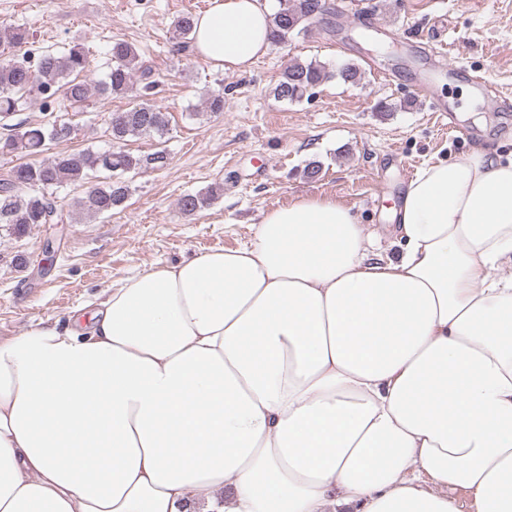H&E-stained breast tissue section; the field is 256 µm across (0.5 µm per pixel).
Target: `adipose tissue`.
Instances as JSON below:
<instances>
[{
    "instance_id": "ef3b65f1",
    "label": "adipose tissue",
    "mask_w": 512,
    "mask_h": 512,
    "mask_svg": "<svg viewBox=\"0 0 512 512\" xmlns=\"http://www.w3.org/2000/svg\"><path fill=\"white\" fill-rule=\"evenodd\" d=\"M267 0L193 52L246 72ZM382 254L304 196L0 341V512H512V153L419 167Z\"/></svg>"
}]
</instances>
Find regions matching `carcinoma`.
<instances>
[{
	"label": "carcinoma",
	"mask_w": 512,
	"mask_h": 512,
	"mask_svg": "<svg viewBox=\"0 0 512 512\" xmlns=\"http://www.w3.org/2000/svg\"><path fill=\"white\" fill-rule=\"evenodd\" d=\"M314 10L309 0L299 7L279 4L272 14L270 43L282 45L310 18ZM195 16L183 14L174 22L179 47L191 43ZM112 66L105 80L91 86L79 79L89 65V49L79 41L72 42L62 54L45 52L31 65V58L0 62V120L20 111L24 98L39 101L48 110L47 119L31 125L15 123L0 140V152L42 154L51 143L72 138L75 127L57 112L49 111L50 103L61 99L69 107L81 110L93 93L109 99H127L128 107L108 117L107 135L111 141L124 144L132 137L148 135L163 139L169 133L167 112L151 99L154 74L140 57L138 49L126 41H115L110 47ZM364 71L354 63L330 70L317 61L290 64L281 74L273 93L275 98L299 102L313 94L321 84L335 78L358 84ZM164 148L147 154L129 150H83L57 154L40 163H20L0 179V224L22 237L37 224L64 223L56 201V190L63 186L82 189L75 207L89 217L107 218L112 211L125 207L130 190L127 175L167 165ZM223 185L217 184L204 194H186L179 200V209L191 216L218 199Z\"/></svg>",
	"instance_id": "cac0c4a2"
}]
</instances>
